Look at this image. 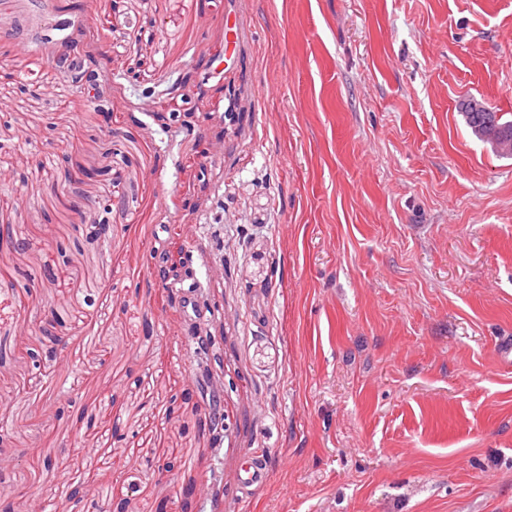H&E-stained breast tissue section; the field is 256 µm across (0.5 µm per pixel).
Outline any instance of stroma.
I'll list each match as a JSON object with an SVG mask.
<instances>
[{
    "mask_svg": "<svg viewBox=\"0 0 512 512\" xmlns=\"http://www.w3.org/2000/svg\"><path fill=\"white\" fill-rule=\"evenodd\" d=\"M72 42L110 125L52 58ZM470 96L512 119V0H0V231L29 240L0 249L11 512L76 486L114 512H512V158ZM152 252L188 254L197 321ZM469 101L464 100L459 109L463 113L467 126L476 137L493 145V138L507 133L509 140L512 141V119L507 120L504 113H499L492 107L488 112H474ZM268 474L269 469L263 454L255 453L249 456L242 468V492L248 496L250 491L267 481Z\"/></svg>",
    "mask_w": 512,
    "mask_h": 512,
    "instance_id": "obj_1",
    "label": "stroma"
}]
</instances>
